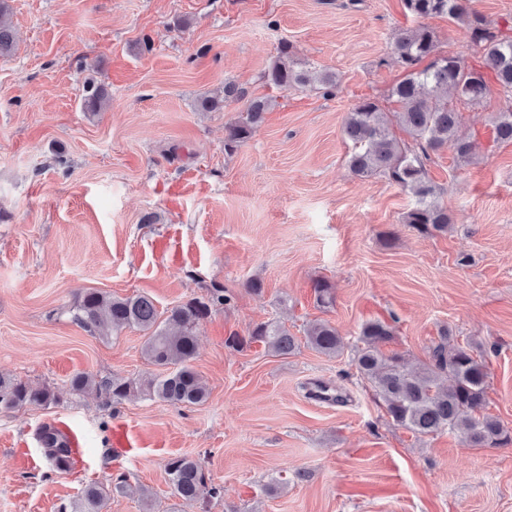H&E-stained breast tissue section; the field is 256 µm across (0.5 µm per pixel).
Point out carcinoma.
Instances as JSON below:
<instances>
[{"label": "carcinoma", "instance_id": "carcinoma-1", "mask_svg": "<svg viewBox=\"0 0 512 512\" xmlns=\"http://www.w3.org/2000/svg\"><path fill=\"white\" fill-rule=\"evenodd\" d=\"M406 11L416 19L446 16L464 31L463 47L476 49L477 61H468L466 52L443 54L434 31L418 24L397 31L390 44L394 61L403 69V78L392 88L395 107L385 110L375 101H362L347 113L342 131L351 142L348 167L358 177L379 176L415 198L403 223L424 234L446 232L454 223L452 214L435 198L427 180L431 155L451 150L457 165L470 164L480 153L473 138L457 134L458 112L453 103L478 105L491 93V84L512 97V25L501 28L469 5V0H404ZM16 33L4 0H0V55L9 54ZM293 46L279 47L277 59L267 80L275 86L319 84L331 95L338 87V75L329 70L294 68ZM429 64L418 68L423 60ZM107 100L102 85H86L83 109L99 112ZM245 101L239 119L225 128L224 150L233 152L245 143L263 121L270 100L246 98V92L233 84L224 85V95L206 97L200 107L220 110L232 101ZM397 126L405 138L392 132ZM493 139L512 142V107L493 121ZM316 303L327 307L334 301L332 285L319 280L314 284ZM228 301L222 288H212L208 298L193 297L171 309L159 311L148 295L114 296L98 290L83 292L71 309L72 319L92 334L104 335L133 327L144 333L147 360L164 372L140 383L121 377H95L79 372L69 382L73 391L93 389L106 406L120 403L137 394L156 396L173 405H195L208 397L206 386L192 366L197 354L195 328L211 313V307ZM393 326L383 320H370L360 329L354 363L384 405L392 420L417 436H431L446 430L457 432L471 448H498L512 443V434L498 418L483 413L486 405L488 373L472 347L443 343L433 349L432 362L410 369L397 355H387L379 344L391 340ZM250 338L262 342L280 355H291L298 339L280 323L256 325ZM306 343L325 354L339 353L344 342L327 321H316L306 330ZM60 396L47 386L33 385L0 374V410L24 406H50ZM44 455L58 471L74 466L66 435L46 425L38 434ZM173 494L185 502H203L220 496L201 463L187 455L171 458L166 467ZM139 495L142 512H151L150 499L142 489L133 488L122 474L105 476L85 485L61 504L59 512H105L112 494Z\"/></svg>", "mask_w": 512, "mask_h": 512}]
</instances>
